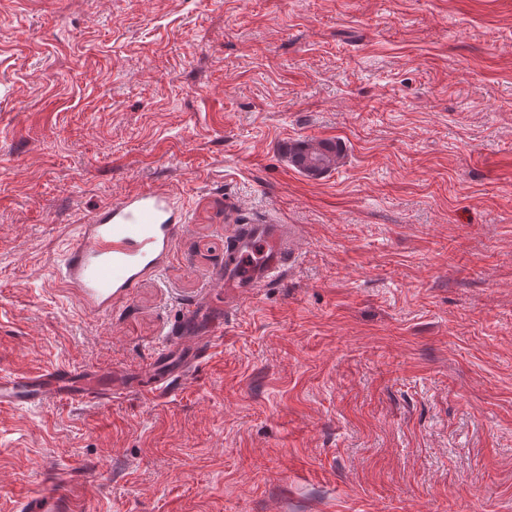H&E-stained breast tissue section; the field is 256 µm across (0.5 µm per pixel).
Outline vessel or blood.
I'll return each instance as SVG.
<instances>
[{
    "label": "vessel or blood",
    "mask_w": 512,
    "mask_h": 512,
    "mask_svg": "<svg viewBox=\"0 0 512 512\" xmlns=\"http://www.w3.org/2000/svg\"><path fill=\"white\" fill-rule=\"evenodd\" d=\"M187 222L183 204L166 189L128 194L86 215L77 237L61 256L60 278L90 313H105L126 302L146 276L165 267ZM295 225L269 217L236 225L217 278L226 292L251 294L296 260ZM224 332L223 311L194 307L175 335L159 349V357L178 355L181 365L149 375L141 389L152 396L172 395L193 368L209 358ZM119 392L111 373L54 366L27 374L0 375V408L51 401L100 404ZM18 512H73L74 498L65 478H55L22 497Z\"/></svg>",
    "instance_id": "obj_1"
}]
</instances>
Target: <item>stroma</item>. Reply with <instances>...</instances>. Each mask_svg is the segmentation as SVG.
<instances>
[{"label":"stroma","mask_w":512,"mask_h":512,"mask_svg":"<svg viewBox=\"0 0 512 512\" xmlns=\"http://www.w3.org/2000/svg\"><path fill=\"white\" fill-rule=\"evenodd\" d=\"M155 187L172 258L83 311L76 224ZM267 216L296 264L225 299ZM203 301L177 396L0 409V512H512V0H0V373H138ZM341 153L337 142L300 140L288 146V161L303 175L318 178L335 169ZM65 478H55L40 489L22 497L17 504L19 512H71L74 498Z\"/></svg>","instance_id":"obj_1"}]
</instances>
